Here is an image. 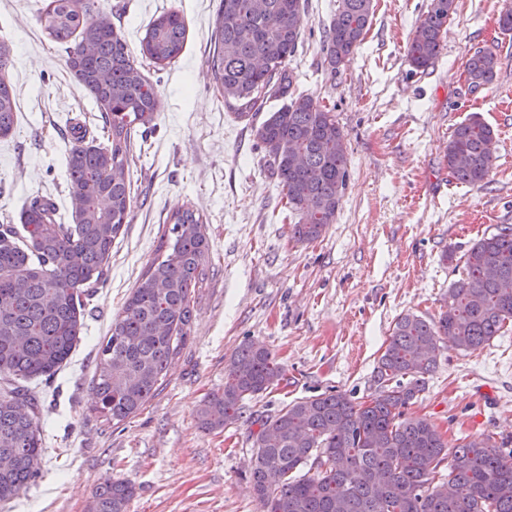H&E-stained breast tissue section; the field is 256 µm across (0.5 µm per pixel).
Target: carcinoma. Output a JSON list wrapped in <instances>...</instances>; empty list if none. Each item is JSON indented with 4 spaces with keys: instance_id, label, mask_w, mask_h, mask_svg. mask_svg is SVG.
<instances>
[{
    "instance_id": "1",
    "label": "carcinoma",
    "mask_w": 512,
    "mask_h": 512,
    "mask_svg": "<svg viewBox=\"0 0 512 512\" xmlns=\"http://www.w3.org/2000/svg\"><path fill=\"white\" fill-rule=\"evenodd\" d=\"M252 3L221 0L211 68L237 119L253 117L271 99L283 101L256 128V138L264 148L280 150L266 159L268 168L298 217L295 238L311 242L336 220L348 186L347 139L335 108L298 92L288 67L307 25L306 0H266L262 14ZM454 10L455 0H430L409 39L412 71L435 63ZM97 15L94 0H49L39 17L44 31L66 46L78 88L100 112L102 136L85 123H70L69 195L84 200L73 223H61L55 200L41 196L25 207L21 226L0 224V455L16 458L11 471L0 472V502L17 497L40 475V400L18 382L50 383L69 359L82 332L84 301L106 282L112 242L128 223L134 132L154 129L163 110L145 64L164 68L176 62L186 42L183 17L164 12L149 24L138 61L121 31L98 22ZM372 15L373 0H338L323 34L324 62L331 70L360 47ZM85 43L95 45L93 55L82 54ZM497 64L494 52H474L465 66L469 85L492 83ZM12 65V46L0 39V137L9 136L17 120ZM494 140L493 128L477 115L455 127L446 158L456 181L477 185L487 179ZM165 223L161 247L167 253L153 260L101 345L95 412L107 423L138 413L155 395L193 322L210 251L203 214L187 206ZM490 270L512 280L511 226L474 243L465 277L449 289L448 310L438 320L414 314L396 320L370 400L355 403L332 391L261 421L249 473L261 512H512L509 442L474 437L451 446L434 424L405 413L436 369L442 340L475 351L512 321V292L503 291ZM283 376L268 349L243 343L225 367L224 388L198 406L199 428L224 429L247 400ZM268 432L279 436L274 447L265 444ZM134 494L132 482L107 480L92 492L88 512H126Z\"/></svg>"
}]
</instances>
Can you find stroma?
Instances as JSON below:
<instances>
[{
    "label": "stroma",
    "instance_id": "obj_1",
    "mask_svg": "<svg viewBox=\"0 0 512 512\" xmlns=\"http://www.w3.org/2000/svg\"><path fill=\"white\" fill-rule=\"evenodd\" d=\"M47 0H0V38L13 48L9 72L19 117L0 137V224H16L35 195H51L64 220L70 118L93 119L91 99L66 65L62 45L41 29ZM507 0H457L432 67L412 73L409 37L428 0H374L363 44L337 70L323 63L322 34L336 0H308L304 36L289 66L303 94L333 106L348 146L350 180L336 220L317 240L294 238L295 217L256 148L253 120L236 119L211 72L220 0H98L138 51L149 23L175 10L187 27L174 64L149 71L164 103L131 171V221L112 244L107 281L86 300L81 339L42 394L41 474L0 512H87L104 479L129 480L127 512H259L249 482L261 417L288 403L339 391L361 402L377 388L375 367L396 319L439 318L479 238L512 225V33L499 27ZM498 57L497 75L473 89L467 59ZM493 127L495 166L481 186L453 184L445 149L471 114ZM193 205L204 216L209 279L190 335L155 395L116 425L93 412L99 347L155 258L166 216ZM269 349L280 385L247 401L219 433L195 412L223 388L224 368L244 342ZM449 441L512 438V326L476 351L443 349L426 386L406 409Z\"/></svg>",
    "mask_w": 512,
    "mask_h": 512
}]
</instances>
